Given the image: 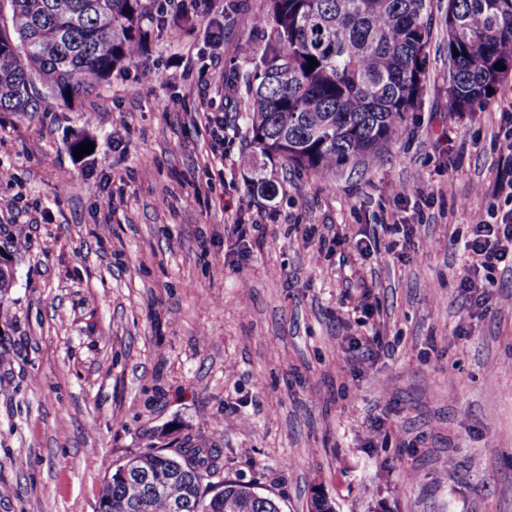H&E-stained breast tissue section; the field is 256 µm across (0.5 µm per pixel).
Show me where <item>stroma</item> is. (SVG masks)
<instances>
[{
    "mask_svg": "<svg viewBox=\"0 0 512 512\" xmlns=\"http://www.w3.org/2000/svg\"><path fill=\"white\" fill-rule=\"evenodd\" d=\"M262 6L151 0L143 52L91 96L0 112V512H99L116 465L187 440L224 451L204 486L250 481L283 512L317 492L337 512H512V269L477 305L457 248L469 210L512 211V75L459 117L431 0L404 133L377 167L318 177L261 155L245 95L211 80L262 48ZM258 173L278 193L240 209Z\"/></svg>",
    "mask_w": 512,
    "mask_h": 512,
    "instance_id": "stroma-1",
    "label": "stroma"
}]
</instances>
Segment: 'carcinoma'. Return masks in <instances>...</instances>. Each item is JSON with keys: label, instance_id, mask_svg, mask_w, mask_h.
<instances>
[{"label": "carcinoma", "instance_id": "obj_1", "mask_svg": "<svg viewBox=\"0 0 512 512\" xmlns=\"http://www.w3.org/2000/svg\"><path fill=\"white\" fill-rule=\"evenodd\" d=\"M11 24L0 26V110L36 112L34 82L65 103L88 95L134 59L143 41L142 0H9ZM431 0H263L257 15L264 48L243 77L251 143L268 159L323 176L350 161L377 164L405 130L426 87L432 39ZM459 55H454V52ZM318 66H309L308 58ZM505 65L499 70L495 64ZM512 71V0H448V100L471 115ZM221 448L190 441L138 454L165 478L144 485L129 512H281L276 495L226 478L221 492L202 488L203 474L223 467ZM134 487L112 479L100 502L124 512Z\"/></svg>", "mask_w": 512, "mask_h": 512}]
</instances>
